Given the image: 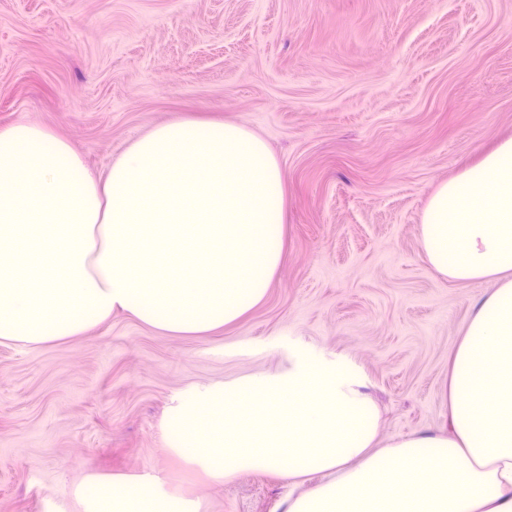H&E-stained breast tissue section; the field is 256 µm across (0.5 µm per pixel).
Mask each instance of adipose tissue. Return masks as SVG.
<instances>
[{"label":"adipose tissue","instance_id":"adipose-tissue-1","mask_svg":"<svg viewBox=\"0 0 512 512\" xmlns=\"http://www.w3.org/2000/svg\"><path fill=\"white\" fill-rule=\"evenodd\" d=\"M285 181L243 125L175 117L106 174L30 124L0 129V344L80 336L113 312L213 334L266 298L284 252ZM420 247L439 279L482 282L448 359L446 428L389 442L351 360L305 346L286 367L190 385L160 424L207 481H291L285 512H512V139L429 195ZM79 512H204L152 472L88 477Z\"/></svg>","mask_w":512,"mask_h":512}]
</instances>
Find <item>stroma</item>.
Wrapping results in <instances>:
<instances>
[{"mask_svg": "<svg viewBox=\"0 0 512 512\" xmlns=\"http://www.w3.org/2000/svg\"><path fill=\"white\" fill-rule=\"evenodd\" d=\"M177 116L261 136L287 186L266 299L211 336L113 313L0 344V512H78L87 475L145 470L206 512H284L288 484L208 483L160 421L181 388L277 368L309 344L367 375L391 438L443 425L478 283L437 281L419 224L440 183L512 138V0H0V128L53 130L95 172Z\"/></svg>", "mask_w": 512, "mask_h": 512, "instance_id": "35a3bbf8", "label": "stroma"}]
</instances>
